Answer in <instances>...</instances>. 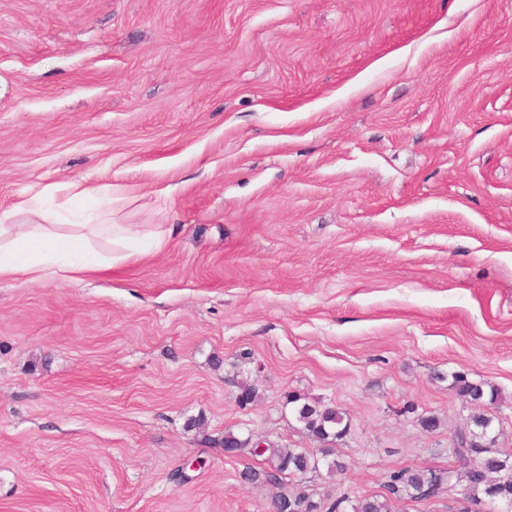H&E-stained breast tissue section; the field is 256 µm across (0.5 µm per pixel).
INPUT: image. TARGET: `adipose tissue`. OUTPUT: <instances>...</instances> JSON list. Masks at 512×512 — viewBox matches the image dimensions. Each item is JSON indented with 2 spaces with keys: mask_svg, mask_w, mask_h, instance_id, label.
Returning <instances> with one entry per match:
<instances>
[{
  "mask_svg": "<svg viewBox=\"0 0 512 512\" xmlns=\"http://www.w3.org/2000/svg\"><path fill=\"white\" fill-rule=\"evenodd\" d=\"M67 191L73 199L96 198L97 209L88 212L65 205L47 210L43 199L54 195L51 186L0 208V281L78 283L166 246L165 229L143 231L109 222L115 200L112 189L74 183Z\"/></svg>",
  "mask_w": 512,
  "mask_h": 512,
  "instance_id": "adipose-tissue-1",
  "label": "adipose tissue"
}]
</instances>
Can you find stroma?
Masks as SVG:
<instances>
[{
  "label": "stroma",
  "mask_w": 512,
  "mask_h": 512,
  "mask_svg": "<svg viewBox=\"0 0 512 512\" xmlns=\"http://www.w3.org/2000/svg\"><path fill=\"white\" fill-rule=\"evenodd\" d=\"M74 181L172 234L0 282V512H268L220 441L318 448L292 393L350 427L288 491L461 474L454 373L512 449V0H0V206Z\"/></svg>",
  "instance_id": "1"
}]
</instances>
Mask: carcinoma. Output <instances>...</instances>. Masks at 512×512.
<instances>
[{
    "mask_svg": "<svg viewBox=\"0 0 512 512\" xmlns=\"http://www.w3.org/2000/svg\"><path fill=\"white\" fill-rule=\"evenodd\" d=\"M450 386L456 393L469 401L475 408L470 416V425L457 435V440L465 443L455 448L452 454L466 462L465 491L473 500L487 497L512 498V453H505L495 447L497 432L494 417L486 407L496 401V392L487 388L483 381H473L462 374L451 376ZM298 423L320 442L339 440L349 428L347 414L338 408L329 409L296 394L287 397ZM275 459L273 470H255L248 467L241 471L245 482H261L276 490L274 495L281 512H292L288 496L282 492L283 479L279 474L286 473L288 478L302 477L316 472L321 467L334 474L347 469V464L339 459L323 460L306 448H270ZM455 471L431 469L419 470L401 468L391 472L384 484L386 493L354 500L352 512H393V502L405 499L423 501L427 497L454 486Z\"/></svg>",
    "mask_w": 512,
    "mask_h": 512,
    "instance_id": "carcinoma-1",
    "label": "carcinoma"
}]
</instances>
